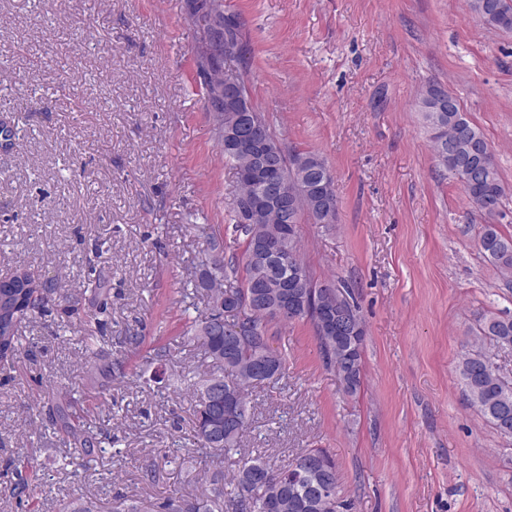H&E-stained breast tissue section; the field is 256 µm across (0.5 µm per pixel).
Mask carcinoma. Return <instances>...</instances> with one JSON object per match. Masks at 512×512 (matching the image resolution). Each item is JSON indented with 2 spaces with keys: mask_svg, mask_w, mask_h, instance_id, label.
Here are the masks:
<instances>
[{
  "mask_svg": "<svg viewBox=\"0 0 512 512\" xmlns=\"http://www.w3.org/2000/svg\"><path fill=\"white\" fill-rule=\"evenodd\" d=\"M470 8L485 25L512 31V0H470ZM217 14L225 22L224 28L240 46V52L228 57L224 52L211 50L210 19ZM201 36L196 43L199 58L205 60L200 76L205 92L212 93L224 85V70H235L244 59L246 48L240 24L234 15L224 17V0H201L196 18ZM443 87L430 84L420 93L417 107L431 132V143L439 164L448 170L462 188L471 205L485 215L494 216L502 203L504 187L494 163L491 147L484 133L453 104L450 112L434 109L433 95ZM257 116V138L238 150L231 144L227 129L234 120L232 112H215L214 120L224 159L230 163L236 179L234 197H247L257 209L241 217L231 208L235 231L244 236L245 247L241 257L230 261L227 274L224 248L215 240L210 253L199 262L195 288L206 292V306L190 321L194 338L207 357L216 363L223 374L209 378L222 380L238 397L240 423L233 435L208 433L204 424L216 413L206 403L205 384H193L195 402V432L201 451L210 459H219L239 447L251 425V411L247 401L248 387L263 383L252 372L256 349L231 347L224 327L214 322L218 307L228 309L246 295L259 290L272 299L289 298L298 311L290 322L309 321L314 329L318 347L326 368L334 371L346 393L360 390L364 377L363 350L366 338L364 321L354 303L351 292L340 286L333 294L319 290L303 261L298 247V224L308 216L317 224H333L336 220V193L334 180L317 187V170H328L326 162L313 151L288 152L271 131L261 112ZM267 148L283 157L280 169L264 167L252 157ZM479 248L489 263L503 276H512V235L501 233L498 225H482ZM241 274L237 281L232 275ZM33 290L20 293L0 288V358L19 353V324L37 309L51 302H68L70 295L56 286H41L37 297ZM243 319V325L252 336L263 337L266 324L277 320L269 305H254L233 315ZM478 335L499 347L512 346V318H503L485 312L478 324ZM464 387L482 416L502 434L512 435V388L504 387L493 368L492 357L481 350H469L459 363ZM74 443L93 448L95 437L81 424L67 423ZM323 462L319 478L297 479L294 463L274 468L263 457L257 456L243 463L229 483H224V471L214 467L203 497L171 500L165 512H341L344 502L336 501L330 509L316 495L317 487L329 481V487L338 488L336 464L321 448L304 450Z\"/></svg>",
  "mask_w": 512,
  "mask_h": 512,
  "instance_id": "obj_1",
  "label": "carcinoma"
}]
</instances>
